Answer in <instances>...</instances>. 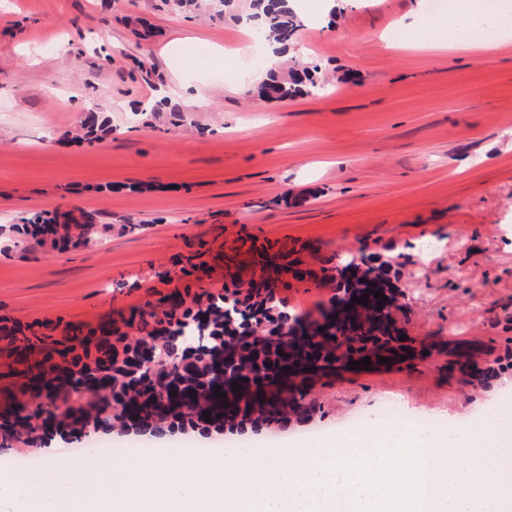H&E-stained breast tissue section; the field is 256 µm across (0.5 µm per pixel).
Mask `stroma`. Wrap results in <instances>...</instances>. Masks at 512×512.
Instances as JSON below:
<instances>
[{
	"mask_svg": "<svg viewBox=\"0 0 512 512\" xmlns=\"http://www.w3.org/2000/svg\"><path fill=\"white\" fill-rule=\"evenodd\" d=\"M319 3L302 0L287 63L326 89L279 103L251 97L249 60L227 79L173 59L236 46L234 8L0 0V326L133 336L131 316L168 297L258 278L254 243L294 251L309 277L274 295L313 312L339 294L328 268L362 255L390 262L426 356L309 381V419L257 436L275 452L302 430L341 438L387 396L457 426L490 405L486 372L512 374V46L394 53L393 29L422 35L398 25L415 0H338L314 26ZM188 77L208 108L179 94ZM91 110L111 128L93 145L73 137ZM54 212L110 231L63 253L23 241V219Z\"/></svg>",
	"mask_w": 512,
	"mask_h": 512,
	"instance_id": "35a3bbf8",
	"label": "stroma"
}]
</instances>
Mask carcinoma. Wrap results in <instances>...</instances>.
<instances>
[{"label": "carcinoma", "instance_id": "1", "mask_svg": "<svg viewBox=\"0 0 512 512\" xmlns=\"http://www.w3.org/2000/svg\"><path fill=\"white\" fill-rule=\"evenodd\" d=\"M285 0H253V7H263V26L259 35L265 41H274L287 46L300 27L294 12L281 8ZM320 89L310 71L301 74H269L257 87L261 98L285 101ZM23 231L32 239L51 244L65 251L90 238L74 234L69 224H59L41 214L23 220ZM336 267L351 272V277L340 282L343 293L355 291L363 281H378L387 285L383 266H371L367 262H356V258L344 257ZM253 289H248L245 298L218 295L206 312L207 321L193 324L196 317L185 313L183 318L171 319L173 309H164L163 316L150 314L148 321L139 314V329L142 335L135 340L118 335L100 338L95 353L82 358L76 356L74 337L59 339L42 332L31 336L18 335L10 330L0 336L5 348L15 355L14 363L23 366L16 373L26 379L20 394L27 401L17 407L14 418L0 422V438L20 440L24 444L37 443L54 430H67L79 435L87 430L108 432L110 430L152 432L163 434L172 429L173 421L195 423L210 412L211 422L220 426L239 427L250 423L285 426L300 423L307 418L305 389L281 380L289 372L299 375L311 364L320 362L322 368L333 369L340 361L336 357V346L330 337L298 335L296 328L314 324L310 316H302L286 310L274 298L263 297L252 301ZM397 298L388 305L374 302L359 304V309L343 320V329L351 336V345L345 352L396 351L394 357L408 355L406 347L400 345L396 334L394 310L398 309ZM242 329L251 336L261 333L272 335L282 330L293 334L288 350L278 353L282 343L268 341L262 361L267 371L265 386L250 393H231L228 407L214 394L217 376L213 375V359L224 353L230 345L233 333ZM157 343L166 358L154 369L142 370L134 375L127 370V359L140 353L148 342ZM99 370L111 372L108 390L94 400L86 399L85 389L90 387L93 374ZM43 377L53 382L52 391L42 394L36 391L33 381ZM172 377L196 391L192 399L195 410L178 412L165 405L151 394L154 380Z\"/></svg>", "mask_w": 512, "mask_h": 512}]
</instances>
